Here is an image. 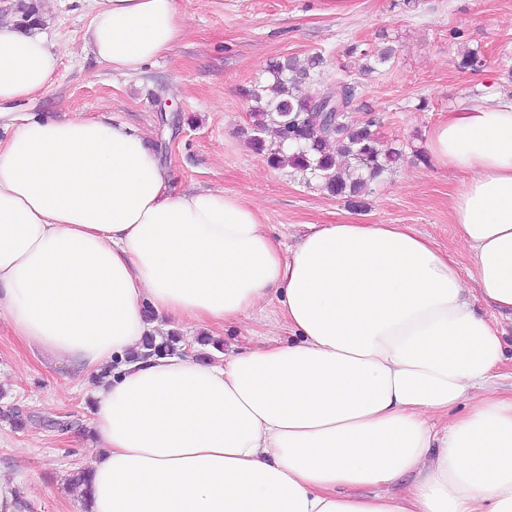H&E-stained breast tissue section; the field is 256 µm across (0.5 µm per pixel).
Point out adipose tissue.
I'll use <instances>...</instances> for the list:
<instances>
[{
	"instance_id": "1",
	"label": "adipose tissue",
	"mask_w": 512,
	"mask_h": 512,
	"mask_svg": "<svg viewBox=\"0 0 512 512\" xmlns=\"http://www.w3.org/2000/svg\"><path fill=\"white\" fill-rule=\"evenodd\" d=\"M85 3L87 51L127 75L185 36L176 0ZM58 61L0 23V118ZM427 151L462 175L466 279L406 224H323L284 247L240 195L175 191L128 124L21 116L0 138V320L91 388L76 512H512L506 340L474 302L512 314V101H462ZM270 301L284 332L260 345L127 359L146 310L222 327Z\"/></svg>"
}]
</instances>
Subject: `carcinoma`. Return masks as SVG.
I'll return each mask as SVG.
<instances>
[{
	"label": "carcinoma",
	"mask_w": 512,
	"mask_h": 512,
	"mask_svg": "<svg viewBox=\"0 0 512 512\" xmlns=\"http://www.w3.org/2000/svg\"><path fill=\"white\" fill-rule=\"evenodd\" d=\"M365 60L360 72L375 69L395 56V49L388 45L377 51L351 48ZM324 58L317 53L304 64L284 57L267 67L269 79L257 84L251 98L254 123L250 144L264 154L274 168L292 166L309 173L319 180L321 187L333 197L346 198L349 204L363 206L361 197L368 182L380 177L390 165L402 158V152L386 147L378 137L375 120L357 126L350 120L354 100V87L346 86L334 95V85L324 81ZM458 65L462 69L478 71L484 66L478 51L465 49ZM326 96L336 99L337 111L341 112L338 124L329 129L309 119L317 110V104ZM294 146L286 154L283 143ZM184 337L177 332L166 336L151 333L143 337L130 360H147L152 357L182 354L187 348ZM202 360H213L214 353L224 351V343L210 336H197L194 345L188 347Z\"/></svg>",
	"instance_id": "1"
}]
</instances>
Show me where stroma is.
Listing matches in <instances>:
<instances>
[{
    "mask_svg": "<svg viewBox=\"0 0 512 512\" xmlns=\"http://www.w3.org/2000/svg\"><path fill=\"white\" fill-rule=\"evenodd\" d=\"M36 30L59 48L46 89L25 112L116 116L139 128L159 154L177 191L221 188L262 212L267 232L291 246L314 224H408L451 253L460 269L471 257L448 218L460 174L423 160L426 133L461 99L512 93L503 52L512 53V0H177L182 41L137 74L112 70L84 51L90 16L82 0H35ZM396 47L375 71H359L354 45ZM481 50L477 72L458 66L464 48ZM323 53L324 79L355 87L353 123L373 118L381 140L402 160L369 183L364 207L325 193L293 167H270L248 144L250 93L266 81L271 60ZM271 302L245 328H214L226 345L246 346L250 332L278 330ZM19 408L33 420L15 430L5 415ZM87 391L73 372L28 348L0 323V478L20 480L24 512H75L65 478L88 449L74 437L90 426Z\"/></svg>",
    "mask_w": 512,
    "mask_h": 512,
    "instance_id": "obj_1",
    "label": "stroma"
}]
</instances>
